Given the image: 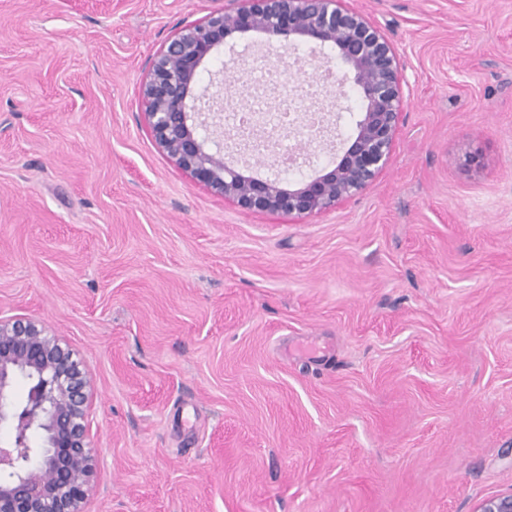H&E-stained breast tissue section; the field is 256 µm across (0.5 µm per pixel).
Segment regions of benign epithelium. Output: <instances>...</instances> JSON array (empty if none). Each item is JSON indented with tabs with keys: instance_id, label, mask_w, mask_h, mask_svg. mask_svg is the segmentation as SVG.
Masks as SVG:
<instances>
[{
	"instance_id": "7a95c632",
	"label": "benign epithelium",
	"mask_w": 512,
	"mask_h": 512,
	"mask_svg": "<svg viewBox=\"0 0 512 512\" xmlns=\"http://www.w3.org/2000/svg\"><path fill=\"white\" fill-rule=\"evenodd\" d=\"M267 42L294 38L329 49L361 100L354 134L322 173L292 187L254 177L224 158V140L264 154L252 133L224 129L220 98L195 92L205 60L235 33ZM403 70L386 37L346 0H231L185 26L154 59L142 85L159 148L196 182L257 213L313 215L361 192L388 163L404 109ZM29 381L14 397L16 377ZM87 371L37 322L0 319V512H83L96 455L88 441ZM474 512H512V494L481 500Z\"/></svg>"
}]
</instances>
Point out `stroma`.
I'll list each match as a JSON object with an SVG mask.
<instances>
[{
    "label": "stroma",
    "mask_w": 512,
    "mask_h": 512,
    "mask_svg": "<svg viewBox=\"0 0 512 512\" xmlns=\"http://www.w3.org/2000/svg\"><path fill=\"white\" fill-rule=\"evenodd\" d=\"M225 0H0V318L90 379L84 512H472L512 493V0H351L407 79L388 165L254 213L156 144V54ZM224 101L320 61L261 33ZM295 184L355 132L352 81Z\"/></svg>",
    "instance_id": "obj_1"
}]
</instances>
